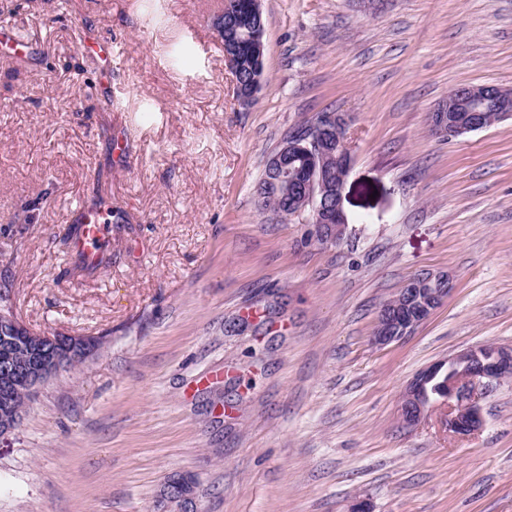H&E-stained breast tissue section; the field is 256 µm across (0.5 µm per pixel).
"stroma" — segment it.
Listing matches in <instances>:
<instances>
[{"label":"stroma","instance_id":"1","mask_svg":"<svg viewBox=\"0 0 512 512\" xmlns=\"http://www.w3.org/2000/svg\"><path fill=\"white\" fill-rule=\"evenodd\" d=\"M223 7L0 0L38 48L0 47V305L103 340L0 440V512H157L174 473L200 512H512V380L472 435L437 409L398 423L420 371L512 345V119L452 139L428 122L454 88H512V0H261L247 107ZM323 112L349 120L340 246L255 193ZM82 203L116 211L91 273L61 242ZM429 270L452 274L448 299L373 345L381 304ZM263 78V66L261 63L257 67H253L251 70H247L243 73H238L237 79L239 82L234 80V92L238 103L242 106H249L253 103L256 95L259 91L258 83H240V82H252L255 78Z\"/></svg>","mask_w":512,"mask_h":512}]
</instances>
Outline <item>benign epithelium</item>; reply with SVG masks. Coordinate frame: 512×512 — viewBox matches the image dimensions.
<instances>
[{
  "instance_id": "obj_1",
  "label": "benign epithelium",
  "mask_w": 512,
  "mask_h": 512,
  "mask_svg": "<svg viewBox=\"0 0 512 512\" xmlns=\"http://www.w3.org/2000/svg\"><path fill=\"white\" fill-rule=\"evenodd\" d=\"M261 12L260 0H251L241 6L238 0H226L218 18V30L224 47V58L234 71L263 58L266 48L265 31L255 24ZM259 91L257 83H234L238 103L249 106ZM492 107L512 118V96L493 85H463L448 104L431 115L432 128L438 135L457 138L481 128V115ZM314 135L301 144L285 143L268 160L271 183L298 184L295 162L311 157L327 143L325 134L346 136L347 121L341 113H330L316 124ZM312 194L328 192L324 204L312 206L310 219L313 230L327 242L339 244L345 238L347 217L341 205L345 185L333 183L330 171L313 167L308 180ZM453 289L452 278L445 273L423 272L398 289L405 301L400 309L386 302L378 315V329L372 342L387 346L400 341L426 321L439 308ZM28 332L6 308H0V334L5 336ZM97 350L95 339L72 336L69 351L63 355L53 352L48 356L33 355L21 384V390L34 398L38 390L66 368L67 357L92 356ZM512 378V346L478 345L444 361L435 363L418 373L407 385L400 405V419L407 429L416 427L436 407L448 408L446 426L459 435H467L483 425L478 400L501 382ZM162 512H198L195 482L184 474L170 476L162 491Z\"/></svg>"
}]
</instances>
